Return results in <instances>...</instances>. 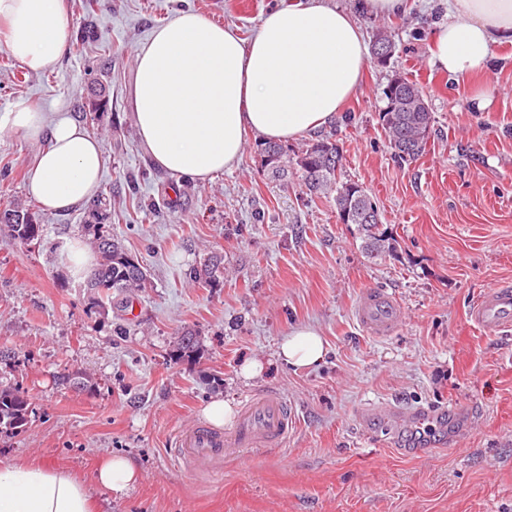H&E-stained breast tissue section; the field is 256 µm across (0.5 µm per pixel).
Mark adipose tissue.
Listing matches in <instances>:
<instances>
[{"mask_svg":"<svg viewBox=\"0 0 512 512\" xmlns=\"http://www.w3.org/2000/svg\"><path fill=\"white\" fill-rule=\"evenodd\" d=\"M410 0H296L267 13L242 39L229 25L182 12L135 51L134 119L153 163L199 182L239 163L248 138L287 143L333 124L359 89L369 47L360 13L406 12ZM10 54L34 72L51 70L70 37L63 0H0ZM512 44V0H448L431 34V66L455 78L484 69L497 45ZM46 140L28 190L44 209L65 212L98 193L99 141L60 114L19 103L0 114V131ZM326 354L312 327L293 330L279 355L311 368ZM140 472L123 455L101 458L94 485L49 461L0 463V512H99L92 486L126 494Z\"/></svg>","mask_w":512,"mask_h":512,"instance_id":"obj_1","label":"adipose tissue"}]
</instances>
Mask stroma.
<instances>
[{"instance_id":"obj_1","label":"stroma","mask_w":512,"mask_h":512,"mask_svg":"<svg viewBox=\"0 0 512 512\" xmlns=\"http://www.w3.org/2000/svg\"><path fill=\"white\" fill-rule=\"evenodd\" d=\"M289 2L65 0L71 41L40 74L21 72L0 41V113L26 101L81 123L103 88L91 134L105 157V226L148 276L135 295L96 302L66 260L72 242H89L88 207L44 211L26 190L41 142L0 132V209H29L43 226L29 244L0 228V386L30 401L26 424L0 432V462L50 460L89 482L102 455L129 456L141 479L121 497L99 490L106 512H512V332L486 334L468 316L485 290L512 283V44L456 82L429 63L445 0L364 18L367 38L391 33L397 71L425 88L434 116L425 152L399 159L379 122L388 72L370 65L330 127L390 252L368 254L333 198L273 177L260 141L206 183L156 167L140 142L134 52L154 27L192 11L247 39ZM485 84L496 93L481 108ZM214 255L217 281L192 282ZM370 288L403 308L390 335L357 321ZM302 326L327 353L298 370L277 351ZM187 328L199 350L174 360ZM253 359L263 369L248 379ZM77 373L87 387L65 382ZM263 391L293 409L285 446L228 450L218 475L175 461L177 428L202 420L211 397L237 410ZM417 407L449 414L423 433L400 418Z\"/></svg>"}]
</instances>
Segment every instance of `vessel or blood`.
Segmentation results:
<instances>
[{"mask_svg": "<svg viewBox=\"0 0 512 512\" xmlns=\"http://www.w3.org/2000/svg\"><path fill=\"white\" fill-rule=\"evenodd\" d=\"M399 303L381 290L367 291L356 307V318L366 332L386 336L398 326ZM469 317L479 329L490 334L512 330V285L501 284L476 299ZM296 420L287 403L273 392L253 395L241 408L228 429L205 422L180 426L175 434L174 455L187 471L200 465H219L232 448H277L291 436Z\"/></svg>", "mask_w": 512, "mask_h": 512, "instance_id": "1", "label": "vessel or blood"}]
</instances>
